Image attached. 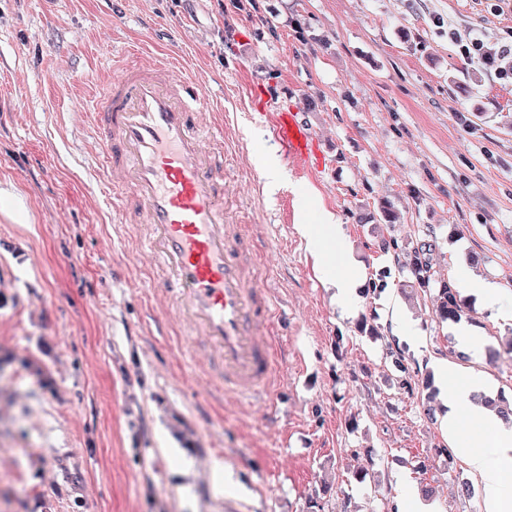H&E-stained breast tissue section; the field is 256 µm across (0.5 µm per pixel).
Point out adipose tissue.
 <instances>
[{
    "mask_svg": "<svg viewBox=\"0 0 512 512\" xmlns=\"http://www.w3.org/2000/svg\"><path fill=\"white\" fill-rule=\"evenodd\" d=\"M300 233L314 256L322 278L336 290V298L347 302L357 293L359 275L337 265L326 251V243H341L344 231L334 215L318 224H304ZM483 385L473 375L458 381L442 419L454 442L453 450L477 479L483 497V512H512V427L494 420L471 398Z\"/></svg>",
    "mask_w": 512,
    "mask_h": 512,
    "instance_id": "adipose-tissue-1",
    "label": "adipose tissue"
}]
</instances>
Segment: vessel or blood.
I'll return each instance as SVG.
<instances>
[{
  "instance_id": "1",
  "label": "vessel or blood",
  "mask_w": 512,
  "mask_h": 512,
  "mask_svg": "<svg viewBox=\"0 0 512 512\" xmlns=\"http://www.w3.org/2000/svg\"><path fill=\"white\" fill-rule=\"evenodd\" d=\"M161 57L126 63L92 112L102 145L101 175L114 188L120 223L142 224L143 250L166 275L189 335L209 348L210 376L225 392L251 400L271 394L281 367L274 295L255 285L252 249L224 211V163L211 145L224 118L201 123L200 95ZM276 136L301 162L317 143L296 112L276 115Z\"/></svg>"
}]
</instances>
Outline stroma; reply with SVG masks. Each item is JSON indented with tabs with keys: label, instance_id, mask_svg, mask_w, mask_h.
<instances>
[{
	"label": "stroma",
	"instance_id": "obj_1",
	"mask_svg": "<svg viewBox=\"0 0 512 512\" xmlns=\"http://www.w3.org/2000/svg\"><path fill=\"white\" fill-rule=\"evenodd\" d=\"M452 28L504 41L512 0H0V512H395L406 481L430 512H483L445 465L437 366L512 406V318L459 290L484 335L466 350L436 285L512 296V82ZM135 50L182 58L203 119L224 110L226 211L286 314L267 400L186 361L143 227L113 214L90 112ZM287 108L313 167L274 140ZM327 212L363 278L349 304L297 231ZM424 243L433 285L412 289ZM460 286L472 290L482 304L492 310H495L500 316L510 318L512 309V297L507 298L503 288L492 281L473 280L467 276L457 277Z\"/></svg>",
	"mask_w": 512,
	"mask_h": 512
}]
</instances>
